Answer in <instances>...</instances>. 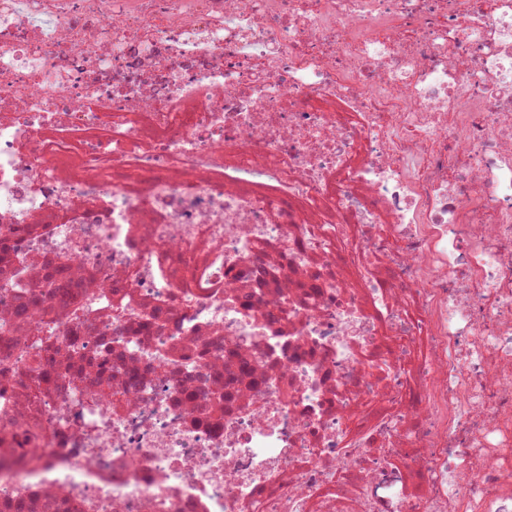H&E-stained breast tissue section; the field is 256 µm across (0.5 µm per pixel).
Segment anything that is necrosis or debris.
<instances>
[{
	"label": "necrosis or debris",
	"mask_w": 512,
	"mask_h": 512,
	"mask_svg": "<svg viewBox=\"0 0 512 512\" xmlns=\"http://www.w3.org/2000/svg\"><path fill=\"white\" fill-rule=\"evenodd\" d=\"M0 512H512V0H0Z\"/></svg>",
	"instance_id": "necrosis-or-debris-1"
}]
</instances>
